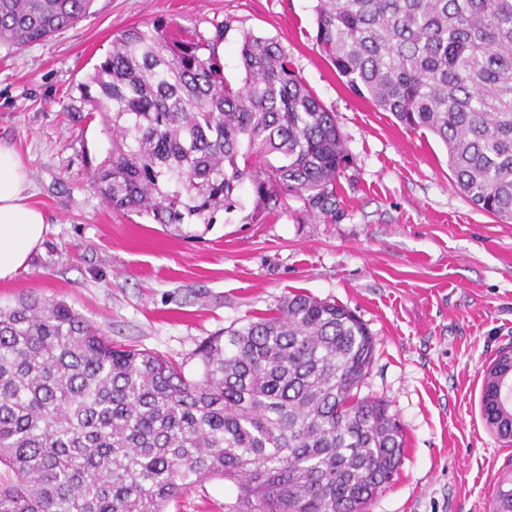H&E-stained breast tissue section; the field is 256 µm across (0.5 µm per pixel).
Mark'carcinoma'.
<instances>
[{
	"mask_svg": "<svg viewBox=\"0 0 512 512\" xmlns=\"http://www.w3.org/2000/svg\"><path fill=\"white\" fill-rule=\"evenodd\" d=\"M93 2L0 0V44L45 41ZM315 23L346 86L438 137L468 200L511 224L512 0H317ZM232 24L130 27L80 84L112 133L91 173L112 209L208 229L246 179L263 204L336 192L351 156L335 113L271 38L243 33L245 78L228 80ZM373 352L349 308L294 293L201 345L190 379L64 301L0 303V512H166L211 477L237 485L232 512H351L404 450L387 404L355 392ZM492 512H512L505 479Z\"/></svg>",
	"mask_w": 512,
	"mask_h": 512,
	"instance_id": "obj_1",
	"label": "carcinoma"
}]
</instances>
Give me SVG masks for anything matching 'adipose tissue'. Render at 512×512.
Wrapping results in <instances>:
<instances>
[{"instance_id": "adipose-tissue-1", "label": "adipose tissue", "mask_w": 512, "mask_h": 512, "mask_svg": "<svg viewBox=\"0 0 512 512\" xmlns=\"http://www.w3.org/2000/svg\"><path fill=\"white\" fill-rule=\"evenodd\" d=\"M28 172L15 151L0 142V280L23 268L43 240L48 223L30 201Z\"/></svg>"}]
</instances>
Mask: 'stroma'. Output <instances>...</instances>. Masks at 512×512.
<instances>
[{
    "label": "stroma",
    "instance_id": "35a3bbf8",
    "mask_svg": "<svg viewBox=\"0 0 512 512\" xmlns=\"http://www.w3.org/2000/svg\"><path fill=\"white\" fill-rule=\"evenodd\" d=\"M315 0H95L93 12L43 42L0 45V142L19 153L32 203L49 223L24 268L0 280V301L27 293L71 305L113 344L157 352L199 377L197 349L303 292L347 306L375 341L360 395L383 399L405 439L394 481L367 512H491L512 473L482 416L484 373L512 348V224L457 187L447 150L353 94L315 45ZM223 41L240 82L242 33L278 40L336 121L350 166L327 210L297 193L236 208L193 238L110 208L92 187L110 133L77 112L78 86L122 30L157 20ZM238 490L211 478L167 512H228Z\"/></svg>",
    "mask_w": 512,
    "mask_h": 512
}]
</instances>
